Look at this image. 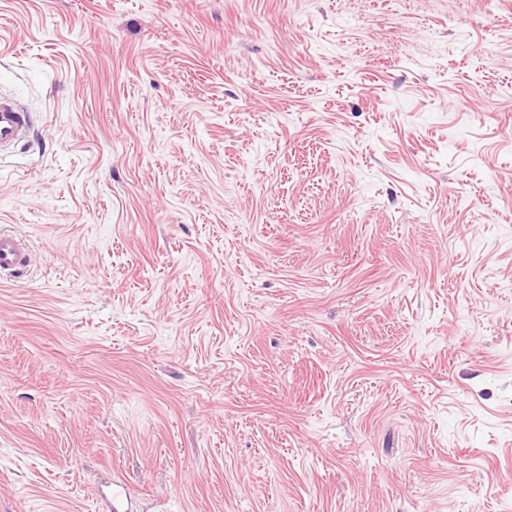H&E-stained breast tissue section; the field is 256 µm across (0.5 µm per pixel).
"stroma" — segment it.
<instances>
[{
	"label": "stroma",
	"mask_w": 512,
	"mask_h": 512,
	"mask_svg": "<svg viewBox=\"0 0 512 512\" xmlns=\"http://www.w3.org/2000/svg\"><path fill=\"white\" fill-rule=\"evenodd\" d=\"M0 512H512V0H0ZM30 129V117L12 99L0 96V148L24 139ZM28 265L25 240L16 234L0 230V282H13L26 272Z\"/></svg>",
	"instance_id": "35a3bbf8"
}]
</instances>
